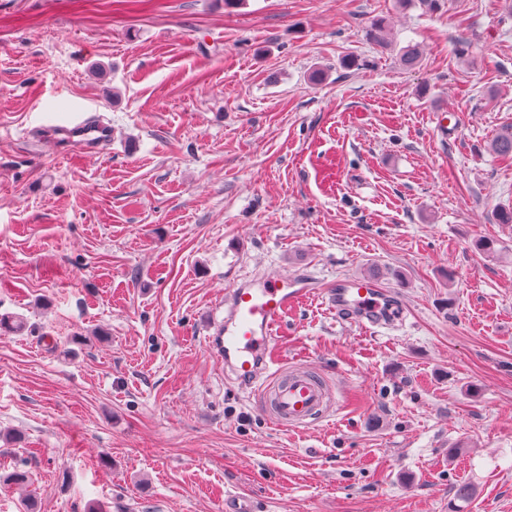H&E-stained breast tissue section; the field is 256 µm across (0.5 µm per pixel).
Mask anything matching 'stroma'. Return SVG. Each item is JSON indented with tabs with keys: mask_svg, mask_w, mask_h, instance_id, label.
I'll use <instances>...</instances> for the list:
<instances>
[{
	"mask_svg": "<svg viewBox=\"0 0 512 512\" xmlns=\"http://www.w3.org/2000/svg\"><path fill=\"white\" fill-rule=\"evenodd\" d=\"M79 104L91 156L48 142ZM511 123L502 0H0V512H512ZM261 272L313 290L276 347L335 397L303 430L205 343ZM368 275L402 320L338 322ZM53 130L57 131V135L83 143L89 149L106 144L111 139L109 126L98 119L89 120L81 115H75L68 121L55 125Z\"/></svg>",
	"mask_w": 512,
	"mask_h": 512,
	"instance_id": "stroma-1",
	"label": "stroma"
}]
</instances>
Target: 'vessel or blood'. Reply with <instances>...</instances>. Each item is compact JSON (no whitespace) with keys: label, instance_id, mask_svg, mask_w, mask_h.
Segmentation results:
<instances>
[{"label":"vessel or blood","instance_id":"vessel-or-blood-1","mask_svg":"<svg viewBox=\"0 0 512 512\" xmlns=\"http://www.w3.org/2000/svg\"><path fill=\"white\" fill-rule=\"evenodd\" d=\"M56 131L91 149L111 139L107 125L79 115L57 125ZM309 294L306 282L280 273L241 281L225 290L224 317L207 338L226 373L244 388L259 391L269 418L292 430L323 417L333 401L316 372L271 368L273 345L285 318ZM327 295L343 323L373 329L403 316L401 306L383 304L381 289L370 279L337 281Z\"/></svg>","mask_w":512,"mask_h":512}]
</instances>
